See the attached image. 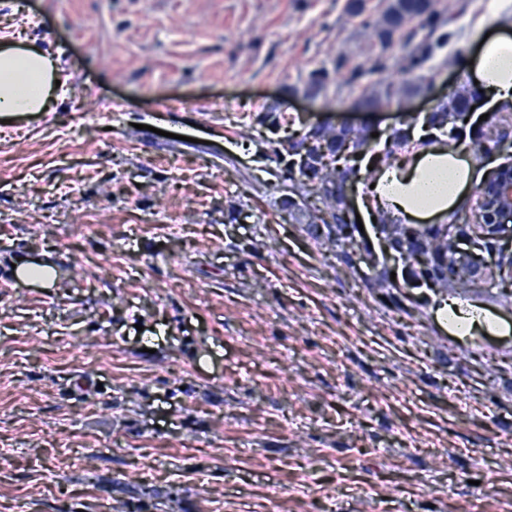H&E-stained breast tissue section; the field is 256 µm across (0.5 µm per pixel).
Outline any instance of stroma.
<instances>
[{
  "label": "stroma",
  "instance_id": "stroma-1",
  "mask_svg": "<svg viewBox=\"0 0 512 512\" xmlns=\"http://www.w3.org/2000/svg\"><path fill=\"white\" fill-rule=\"evenodd\" d=\"M347 4L0 0V38L66 81L53 111L0 121V512H512V333L455 334L439 295L322 251L256 121L348 123L376 149L471 91L512 0H471L428 88L381 107L350 71L381 51L382 0ZM46 251L55 286L12 276Z\"/></svg>",
  "mask_w": 512,
  "mask_h": 512
}]
</instances>
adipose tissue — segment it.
<instances>
[{"label": "adipose tissue", "mask_w": 512, "mask_h": 512, "mask_svg": "<svg viewBox=\"0 0 512 512\" xmlns=\"http://www.w3.org/2000/svg\"><path fill=\"white\" fill-rule=\"evenodd\" d=\"M494 36L482 39L475 60L477 89L489 108L512 104V38L499 34L498 16L487 20ZM59 71L47 52L15 41L0 42V113L48 111L59 93ZM380 154L365 158L372 172L364 177L359 202L367 217L433 223L451 218L484 179L480 158L462 140L431 133L409 136L394 165Z\"/></svg>", "instance_id": "ef3b65f1"}]
</instances>
